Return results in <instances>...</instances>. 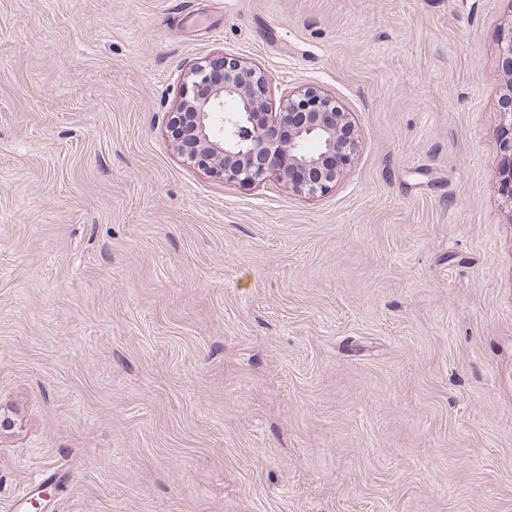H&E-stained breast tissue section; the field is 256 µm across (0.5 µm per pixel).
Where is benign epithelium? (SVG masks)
Here are the masks:
<instances>
[{
    "mask_svg": "<svg viewBox=\"0 0 512 512\" xmlns=\"http://www.w3.org/2000/svg\"><path fill=\"white\" fill-rule=\"evenodd\" d=\"M512 74V27L499 44ZM265 70L220 53L195 63L183 75L168 132L188 161L226 182L252 184L269 177L314 198L336 185L357 151L345 135L349 113L316 86L283 99L268 111Z\"/></svg>",
    "mask_w": 512,
    "mask_h": 512,
    "instance_id": "7a95c632",
    "label": "benign epithelium"
}]
</instances>
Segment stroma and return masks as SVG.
<instances>
[{
	"mask_svg": "<svg viewBox=\"0 0 512 512\" xmlns=\"http://www.w3.org/2000/svg\"><path fill=\"white\" fill-rule=\"evenodd\" d=\"M512 0H0V507L512 512ZM349 112L346 176L168 132L217 53Z\"/></svg>",
	"mask_w": 512,
	"mask_h": 512,
	"instance_id": "1",
	"label": "stroma"
}]
</instances>
